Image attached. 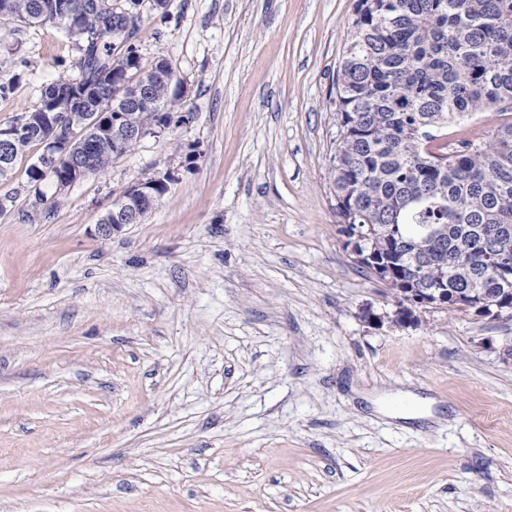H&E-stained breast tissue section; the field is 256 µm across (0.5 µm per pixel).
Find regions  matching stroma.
Wrapping results in <instances>:
<instances>
[{"label": "stroma", "instance_id": "stroma-1", "mask_svg": "<svg viewBox=\"0 0 512 512\" xmlns=\"http://www.w3.org/2000/svg\"><path fill=\"white\" fill-rule=\"evenodd\" d=\"M354 2L142 0L190 124L62 190L39 143L0 178V512H512V317L377 324L396 300L338 232ZM79 61L61 25L0 19V128ZM170 175L169 171L157 172L152 176V180H138L132 183L121 195V197L114 203H117L120 199H124L122 206L109 209L105 215H103L97 227L98 235L103 239H109L112 234L120 232L128 224H137L141 220V212L143 218L145 214L153 206V202L148 200L140 199V210L135 204V199L138 198H150L151 187L158 185V183L164 182V178H168ZM142 218V219H143Z\"/></svg>", "mask_w": 512, "mask_h": 512}]
</instances>
